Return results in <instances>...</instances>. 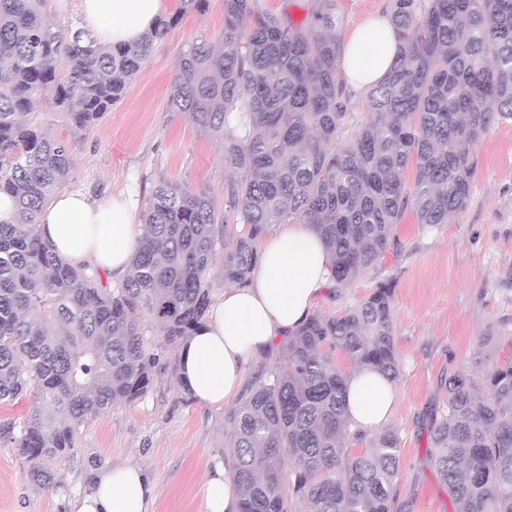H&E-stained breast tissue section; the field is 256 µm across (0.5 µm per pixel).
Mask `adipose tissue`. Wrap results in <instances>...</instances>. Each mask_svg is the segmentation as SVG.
Listing matches in <instances>:
<instances>
[{
  "label": "adipose tissue",
  "instance_id": "1",
  "mask_svg": "<svg viewBox=\"0 0 512 512\" xmlns=\"http://www.w3.org/2000/svg\"><path fill=\"white\" fill-rule=\"evenodd\" d=\"M163 0H76L84 28L103 47L136 42L152 27ZM399 40L389 17L356 29L343 46V74L360 92L380 82L393 66ZM132 196L96 201L80 190L55 195L40 217L42 238L72 264H91L122 279L140 237ZM332 285L329 253L308 224H283L264 245L246 286L226 288L211 303L206 322L178 352V380L198 404L219 407L242 393L248 366L309 319L315 300ZM397 401L393 381L370 368L346 376L347 416L353 429L371 433L385 425ZM152 487L136 463L98 470L73 504L74 512H152ZM201 512H239L224 461H215Z\"/></svg>",
  "mask_w": 512,
  "mask_h": 512
}]
</instances>
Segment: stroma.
I'll list each match as a JSON object with an SVG mask.
<instances>
[{
  "label": "stroma",
  "instance_id": "stroma-1",
  "mask_svg": "<svg viewBox=\"0 0 512 512\" xmlns=\"http://www.w3.org/2000/svg\"><path fill=\"white\" fill-rule=\"evenodd\" d=\"M224 0L188 15L154 45L124 98L84 131L47 103L32 123L74 141L69 187L97 200L134 188L147 198L159 179L223 196L233 171L220 145L184 112L167 109L180 57L193 41H218ZM468 206L428 227L405 213L381 264L315 302L336 315L392 281V317L400 375L397 408L387 426L400 441V476L391 512H453L431 457L427 417L441 405L449 375L478 373L491 353L484 339L512 331V124L491 127L474 149ZM178 346L162 349L154 384L133 405L119 404L80 427L74 459L56 462L57 486L38 487L14 448L0 443V512H71V503L104 465L140 464L155 485L153 512H199L213 459L224 455L226 408L196 404L177 384Z\"/></svg>",
  "mask_w": 512,
  "mask_h": 512
}]
</instances>
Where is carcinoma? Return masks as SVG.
<instances>
[{"instance_id": "carcinoma-1", "label": "carcinoma", "mask_w": 512, "mask_h": 512, "mask_svg": "<svg viewBox=\"0 0 512 512\" xmlns=\"http://www.w3.org/2000/svg\"><path fill=\"white\" fill-rule=\"evenodd\" d=\"M178 2L138 42L104 49L45 21L42 0H0V192L15 214L0 221V405L36 397L25 419L0 423V440L38 486L54 483L42 462L69 459L81 426L148 393L159 355L145 326L173 346L203 325L216 263L224 281L243 285L271 225L310 224L336 287L347 286L381 262L407 209L427 226L465 209L474 145L512 123V0H392L398 55L363 92V117L342 76L336 0H316L300 23L261 0H224L220 47L188 46L167 106L217 139L238 176L222 202L155 185L145 234L114 284L42 240L40 213L72 174L73 150L27 116L45 100L75 128L91 127L155 42L210 0ZM392 301L384 281L338 315L311 316L287 359L252 378L226 415L239 512H391L399 439L386 429L350 452L361 438L334 352L397 379ZM430 448L454 512H512V355L448 377Z\"/></svg>"}]
</instances>
